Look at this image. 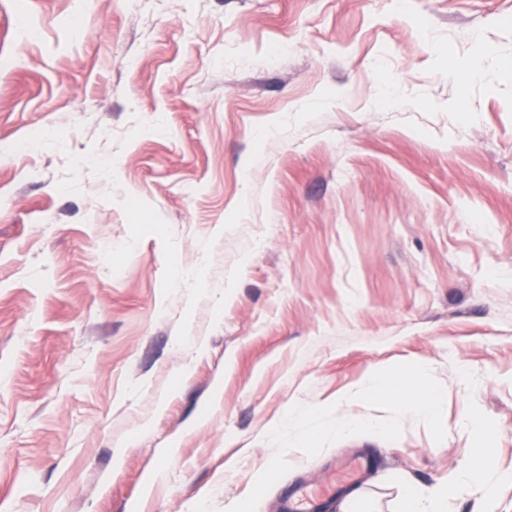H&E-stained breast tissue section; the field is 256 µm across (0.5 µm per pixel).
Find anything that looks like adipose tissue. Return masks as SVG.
I'll return each instance as SVG.
<instances>
[{
    "instance_id": "obj_1",
    "label": "adipose tissue",
    "mask_w": 512,
    "mask_h": 512,
    "mask_svg": "<svg viewBox=\"0 0 512 512\" xmlns=\"http://www.w3.org/2000/svg\"><path fill=\"white\" fill-rule=\"evenodd\" d=\"M367 399L386 398L413 411L434 415L440 405V396L434 392L418 393L409 377L381 368L374 369L369 379ZM474 441L466 463L458 475L445 485L434 486L424 496L410 494L403 501L402 512H448V503L462 488H472L484 499H491L493 484L501 475L495 467L496 450L490 443L486 427L480 418L469 421Z\"/></svg>"
}]
</instances>
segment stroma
Listing matches in <instances>:
<instances>
[{
	"label": "stroma",
	"mask_w": 512,
	"mask_h": 512,
	"mask_svg": "<svg viewBox=\"0 0 512 512\" xmlns=\"http://www.w3.org/2000/svg\"><path fill=\"white\" fill-rule=\"evenodd\" d=\"M510 64L512 0H0V512L512 470ZM367 393L356 394L349 401L387 398L413 411L433 416L440 405V396L435 392L416 393L409 377L382 368L373 369L368 381Z\"/></svg>",
	"instance_id": "stroma-1"
}]
</instances>
